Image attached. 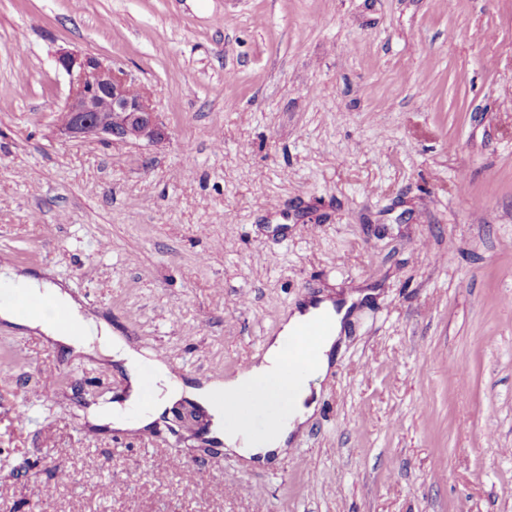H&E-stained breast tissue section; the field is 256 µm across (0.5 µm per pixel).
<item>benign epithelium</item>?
I'll list each match as a JSON object with an SVG mask.
<instances>
[{
    "label": "benign epithelium",
    "mask_w": 512,
    "mask_h": 512,
    "mask_svg": "<svg viewBox=\"0 0 512 512\" xmlns=\"http://www.w3.org/2000/svg\"><path fill=\"white\" fill-rule=\"evenodd\" d=\"M57 63L69 78V93L57 119L62 134L119 142H154L165 136L149 93L124 69L65 50Z\"/></svg>",
    "instance_id": "1"
}]
</instances>
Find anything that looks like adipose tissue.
I'll return each instance as SVG.
<instances>
[{"label": "adipose tissue", "mask_w": 512, "mask_h": 512, "mask_svg": "<svg viewBox=\"0 0 512 512\" xmlns=\"http://www.w3.org/2000/svg\"><path fill=\"white\" fill-rule=\"evenodd\" d=\"M0 288L8 289L11 294L10 299L0 301V320L38 331L75 350L110 359L125 370L131 385L129 398L124 404L97 409L92 416L95 423L143 430L167 409L186 399L211 414L212 438L223 442L225 451L236 453L249 465H263L284 457L289 442L306 429L317 410L318 382L329 372L335 346L345 332L355 302L360 299L356 293L336 298L321 294L288 310L282 314L280 330L269 338L263 355L255 358L248 370L222 381L192 384L173 378L166 363L154 361L156 386L147 396L140 384L142 356L113 335L105 322L84 311L63 283L40 279L6 257L0 259ZM16 295L52 299L65 312L66 322L44 313L21 317L12 302ZM314 320L322 321L325 330L315 343L306 373L299 377L285 375L289 345ZM250 391L263 393L275 405L277 414L272 426L263 430L241 427L229 408L224 407V400L240 398Z\"/></svg>", "instance_id": "1"}]
</instances>
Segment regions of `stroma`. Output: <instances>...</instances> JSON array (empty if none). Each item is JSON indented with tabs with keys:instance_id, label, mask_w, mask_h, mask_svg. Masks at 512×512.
<instances>
[{
	"instance_id": "obj_1",
	"label": "stroma",
	"mask_w": 512,
	"mask_h": 512,
	"mask_svg": "<svg viewBox=\"0 0 512 512\" xmlns=\"http://www.w3.org/2000/svg\"><path fill=\"white\" fill-rule=\"evenodd\" d=\"M63 49L165 138L62 136ZM1 255L194 383L367 297L268 466L92 425L126 375L0 321V512H512V0H0Z\"/></svg>"
}]
</instances>
